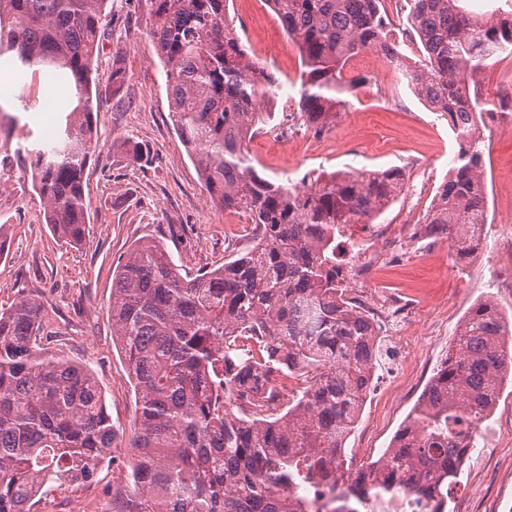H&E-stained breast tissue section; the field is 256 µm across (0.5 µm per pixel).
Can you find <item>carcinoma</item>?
Returning a JSON list of instances; mask_svg holds the SVG:
<instances>
[{"label": "carcinoma", "mask_w": 512, "mask_h": 512, "mask_svg": "<svg viewBox=\"0 0 512 512\" xmlns=\"http://www.w3.org/2000/svg\"><path fill=\"white\" fill-rule=\"evenodd\" d=\"M0 58L43 71L67 101L29 152L53 233L86 235L84 172L93 154V59L107 0H3ZM301 57L295 119L323 134L365 81L344 70L381 54L416 97L448 116L457 150L423 216L456 258L478 252L487 221L484 149L471 135L491 113L476 77L512 52V3L483 19L466 0H403L405 37H387L385 0H269ZM150 38L170 114L197 160L209 203L242 213L255 245L183 276L162 245L133 246L112 282V335L133 381L135 493L119 512H372L448 494L512 372V327L489 299L458 324L392 446L355 466L345 440L382 356L380 328L349 296L351 224H371L404 193L399 168L322 172L318 188L261 175L248 151L275 127L276 76L227 19V0H152ZM41 305L0 310V512H33L54 485L93 483L115 430L85 365L39 349Z\"/></svg>", "instance_id": "carcinoma-1"}]
</instances>
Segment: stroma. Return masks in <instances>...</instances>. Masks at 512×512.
<instances>
[{"mask_svg": "<svg viewBox=\"0 0 512 512\" xmlns=\"http://www.w3.org/2000/svg\"><path fill=\"white\" fill-rule=\"evenodd\" d=\"M239 34L281 83L280 97L297 105L301 60L279 22L259 23L251 0H229ZM107 25L94 57L99 75L93 119L98 140L85 170L90 231L77 246L57 238L43 217L27 153L55 114L47 75H29L25 86L38 109L24 110L13 98L10 67L0 68V224L6 247L0 254V309L24 297L41 306L44 347L86 364L105 393L116 430L112 461L91 484L54 492L56 512H113L116 495L129 488L133 461L135 396L120 349L112 338V275L130 248L145 237L165 245L184 272L223 264L244 248L238 227L224 221L206 200L195 163L174 131L163 66L150 42L151 0H107ZM280 54H262V46ZM122 68L125 83L107 77ZM346 79L359 84L330 132L306 131L303 144L261 134L250 152L257 170L297 182L323 170H406L404 194L360 230L361 255L353 262L362 283L354 294L366 304L402 302L408 359H386L374 377L361 415L345 447L355 461L378 459L445 358L459 321L473 304L492 300L512 316V267L475 257L459 263L443 241L416 238V225L447 178L456 144L448 119L425 108L398 75L382 79L368 68L348 66ZM489 223L499 221L512 189V134L497 122L485 130ZM145 150L135 157L131 143ZM487 436L466 458L448 499V512H512V441L490 434L512 429V382L504 381L498 404L483 425Z\"/></svg>", "mask_w": 512, "mask_h": 512, "instance_id": "obj_1", "label": "stroma"}]
</instances>
